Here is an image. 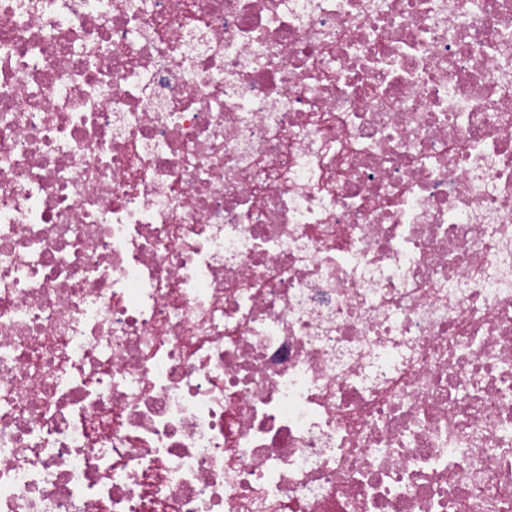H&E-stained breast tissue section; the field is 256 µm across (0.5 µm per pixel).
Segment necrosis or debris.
<instances>
[{
  "label": "necrosis or debris",
  "instance_id": "4bbe7bcc",
  "mask_svg": "<svg viewBox=\"0 0 512 512\" xmlns=\"http://www.w3.org/2000/svg\"><path fill=\"white\" fill-rule=\"evenodd\" d=\"M0 512H512V0H0Z\"/></svg>",
  "mask_w": 512,
  "mask_h": 512
}]
</instances>
